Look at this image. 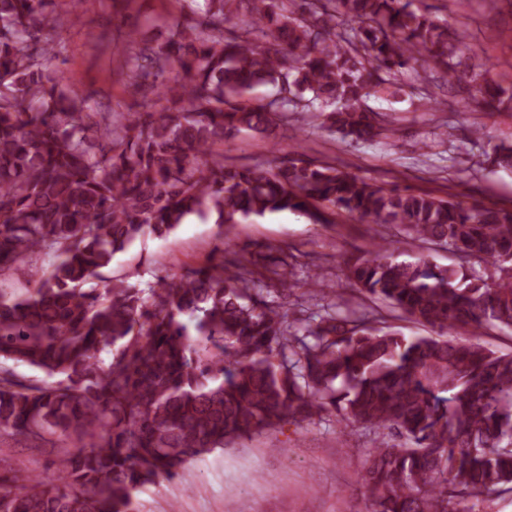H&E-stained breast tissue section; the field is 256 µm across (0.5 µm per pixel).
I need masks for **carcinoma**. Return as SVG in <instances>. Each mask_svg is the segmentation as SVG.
I'll return each instance as SVG.
<instances>
[{
	"mask_svg": "<svg viewBox=\"0 0 512 512\" xmlns=\"http://www.w3.org/2000/svg\"><path fill=\"white\" fill-rule=\"evenodd\" d=\"M77 2L0 0V438L68 442L60 484L10 477L0 458V512H135L137 492L190 461L332 413L373 434L362 512H488L511 495L512 353L448 333L512 328V209L387 188L297 152L250 166L215 151L290 112L371 141L384 127L368 100L419 61L466 67L463 108H512L459 30L409 0H185L166 39L125 60L138 110L117 119L57 65ZM264 85L278 98L245 99ZM337 210L459 255L457 267L399 261L383 239L344 259L352 290L427 333L367 312L298 327L256 298L251 268L224 261L243 219L329 224ZM196 214L216 215L222 239L205 263L144 284L104 275ZM278 252L263 268L286 292ZM19 270L40 274L23 293L8 287ZM19 365L41 376L20 379Z\"/></svg>",
	"mask_w": 512,
	"mask_h": 512,
	"instance_id": "obj_1",
	"label": "carcinoma"
}]
</instances>
